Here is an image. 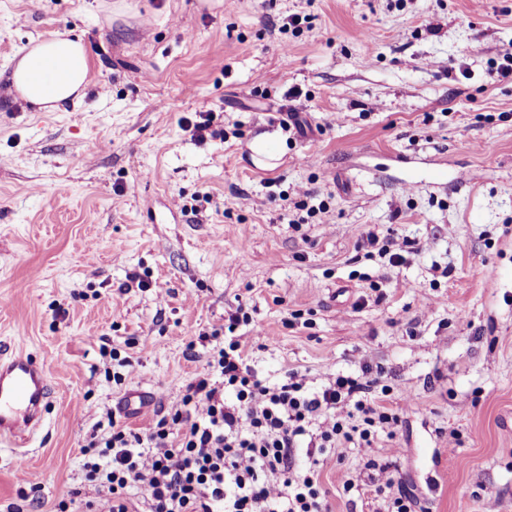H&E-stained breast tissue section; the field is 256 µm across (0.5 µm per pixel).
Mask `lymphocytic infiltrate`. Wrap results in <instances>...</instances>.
<instances>
[{
    "label": "lymphocytic infiltrate",
    "instance_id": "f902f5d3",
    "mask_svg": "<svg viewBox=\"0 0 512 512\" xmlns=\"http://www.w3.org/2000/svg\"><path fill=\"white\" fill-rule=\"evenodd\" d=\"M244 310L200 333L205 371L184 388L181 405L145 435L108 415V433L91 435L85 478L105 494L104 512H131L143 491L148 512H328L320 455L368 450L386 512H416L382 446L399 426L388 386L340 371L315 383L296 371L269 382L248 361Z\"/></svg>",
    "mask_w": 512,
    "mask_h": 512
}]
</instances>
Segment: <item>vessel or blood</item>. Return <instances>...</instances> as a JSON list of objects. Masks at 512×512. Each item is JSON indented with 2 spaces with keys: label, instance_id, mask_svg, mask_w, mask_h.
Returning <instances> with one entry per match:
<instances>
[{
  "label": "vessel or blood",
  "instance_id": "1",
  "mask_svg": "<svg viewBox=\"0 0 512 512\" xmlns=\"http://www.w3.org/2000/svg\"><path fill=\"white\" fill-rule=\"evenodd\" d=\"M48 404L45 371L32 358L18 355L0 362V437L25 443L41 424Z\"/></svg>",
  "mask_w": 512,
  "mask_h": 512
}]
</instances>
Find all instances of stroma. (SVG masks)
<instances>
[{"label":"stroma","instance_id":"1","mask_svg":"<svg viewBox=\"0 0 512 512\" xmlns=\"http://www.w3.org/2000/svg\"><path fill=\"white\" fill-rule=\"evenodd\" d=\"M51 33L87 48L83 98H0V350L49 380L31 444L0 443V512H55L75 488L85 512L96 423L111 410L149 432L202 369L188 344L239 308L269 380L380 369L394 465L424 512H483L489 495L512 512V80L497 72L512 0H0V71ZM299 94L296 136L279 120ZM205 112L216 133L193 137ZM272 131L267 168L252 142ZM300 187L326 210L296 227ZM368 231L415 249L367 257ZM134 272L148 287L126 288ZM104 346L130 358L123 381ZM136 392L150 410L121 413ZM365 461L325 455L329 512H377Z\"/></svg>","mask_w":512,"mask_h":512}]
</instances>
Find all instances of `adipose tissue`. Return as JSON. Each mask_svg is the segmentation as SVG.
Listing matches in <instances>:
<instances>
[{"label": "adipose tissue", "instance_id": "ef3b65f1", "mask_svg": "<svg viewBox=\"0 0 512 512\" xmlns=\"http://www.w3.org/2000/svg\"><path fill=\"white\" fill-rule=\"evenodd\" d=\"M88 75L85 45L75 39L48 35L17 53L10 81L22 98L53 112L82 98Z\"/></svg>", "mask_w": 512, "mask_h": 512}]
</instances>
